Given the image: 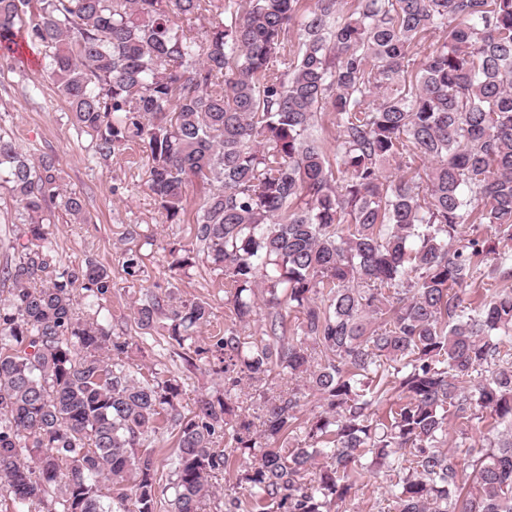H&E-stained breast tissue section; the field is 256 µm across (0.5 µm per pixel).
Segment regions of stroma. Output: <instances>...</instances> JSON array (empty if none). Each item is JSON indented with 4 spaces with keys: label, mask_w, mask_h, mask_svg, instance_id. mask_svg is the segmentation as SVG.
Masks as SVG:
<instances>
[{
    "label": "stroma",
    "mask_w": 512,
    "mask_h": 512,
    "mask_svg": "<svg viewBox=\"0 0 512 512\" xmlns=\"http://www.w3.org/2000/svg\"><path fill=\"white\" fill-rule=\"evenodd\" d=\"M48 53V48L27 43L13 57H0V134L11 137L24 153L53 158L63 182L84 197L88 223H73L60 211L49 228L55 259L63 266L91 262L109 271L112 288L99 301L101 318L113 336L127 342L129 361L142 375L179 381V409L190 413L197 400L223 395V373L170 337L144 334L133 311L148 294L174 302L199 298L212 312L200 341L224 325V289L206 255L197 253L187 271L170 267L169 244L191 241L198 199L188 196L181 223H166L144 184L143 163L131 162L125 153L88 162V141L67 122V107L45 69ZM131 251L141 257V269L133 276L123 268Z\"/></svg>",
    "instance_id": "stroma-1"
}]
</instances>
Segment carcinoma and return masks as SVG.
I'll use <instances>...</instances> for the list:
<instances>
[{
  "label": "carcinoma",
  "instance_id": "1",
  "mask_svg": "<svg viewBox=\"0 0 512 512\" xmlns=\"http://www.w3.org/2000/svg\"><path fill=\"white\" fill-rule=\"evenodd\" d=\"M20 34L51 49L92 158L145 157L166 223L202 184L172 265L206 254L230 315L194 347L223 364L224 397L184 416L177 380L138 377L99 312H79L112 288L108 270L54 264L55 210L85 224L84 198L0 134L17 228L0 267V488L13 508L52 493L59 512H156L159 465L136 449L170 431V512H201L231 467L252 512H340L367 472L389 477L377 512H512V292L466 299L477 279L512 277V255L483 235L512 241V0H354L346 14L339 0H0V52ZM325 112L329 148L315 136ZM418 160L421 174L386 175ZM260 301L262 336L241 335ZM162 308L140 303L139 328ZM169 319L182 346L210 305L183 301ZM273 373L305 378L319 415L303 420L301 389L269 386ZM244 383L260 431L232 397ZM450 417L497 428L485 447L455 443L469 473L448 449ZM226 434L234 446L215 448Z\"/></svg>",
  "mask_w": 512,
  "mask_h": 512
}]
</instances>
